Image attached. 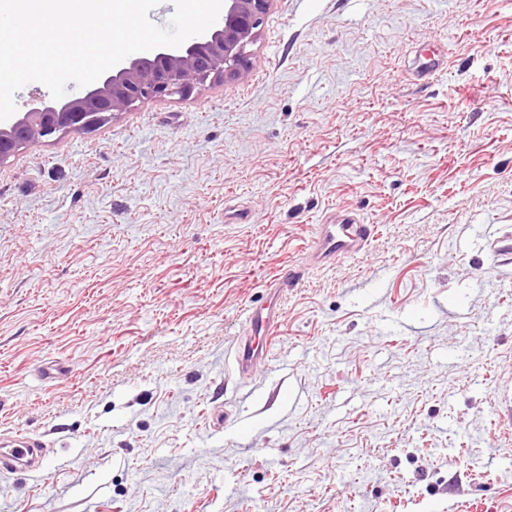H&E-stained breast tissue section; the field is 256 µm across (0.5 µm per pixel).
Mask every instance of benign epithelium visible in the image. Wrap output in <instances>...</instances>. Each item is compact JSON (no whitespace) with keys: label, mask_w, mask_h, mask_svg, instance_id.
Listing matches in <instances>:
<instances>
[{"label":"benign epithelium","mask_w":512,"mask_h":512,"mask_svg":"<svg viewBox=\"0 0 512 512\" xmlns=\"http://www.w3.org/2000/svg\"><path fill=\"white\" fill-rule=\"evenodd\" d=\"M273 0H224L222 19L178 48L127 57L79 94L39 98L0 121V165L17 151L60 131H84L146 99L186 95L207 82L242 76L250 47Z\"/></svg>","instance_id":"7a95c632"}]
</instances>
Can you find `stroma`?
Instances as JSON below:
<instances>
[{"label":"stroma","mask_w":512,"mask_h":512,"mask_svg":"<svg viewBox=\"0 0 512 512\" xmlns=\"http://www.w3.org/2000/svg\"><path fill=\"white\" fill-rule=\"evenodd\" d=\"M510 243L512 0H274L241 78L0 165V512H512ZM376 225L363 224L354 214L334 217L329 223L318 224L307 250L305 261L284 269L266 283L270 298L262 305L251 306L244 317V334L239 336L234 347V362L240 375H249L265 359L264 342L273 333L281 319L277 296L293 288L313 266L335 262L349 256L367 252L374 237ZM262 338L260 344L257 338ZM10 445L5 446L0 440V464L5 469H26L39 471L46 465L45 442L23 431H15L11 435ZM7 449V450H6Z\"/></svg>","instance_id":"obj_1"}]
</instances>
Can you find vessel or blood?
Wrapping results in <instances>:
<instances>
[{
  "instance_id": "1",
  "label": "vessel or blood",
  "mask_w": 512,
  "mask_h": 512,
  "mask_svg": "<svg viewBox=\"0 0 512 512\" xmlns=\"http://www.w3.org/2000/svg\"><path fill=\"white\" fill-rule=\"evenodd\" d=\"M375 231V225L362 223L357 216L349 213L341 219L317 226L304 262L287 267L270 280L266 285L270 292L266 303L247 309L244 334L237 339L234 347V362L239 374H251L265 359L262 341L271 336L281 319L278 295L297 285L311 267L365 254ZM11 439L8 447L0 448V467L10 470L23 468L31 472L45 467V443L41 438L16 431Z\"/></svg>"
}]
</instances>
